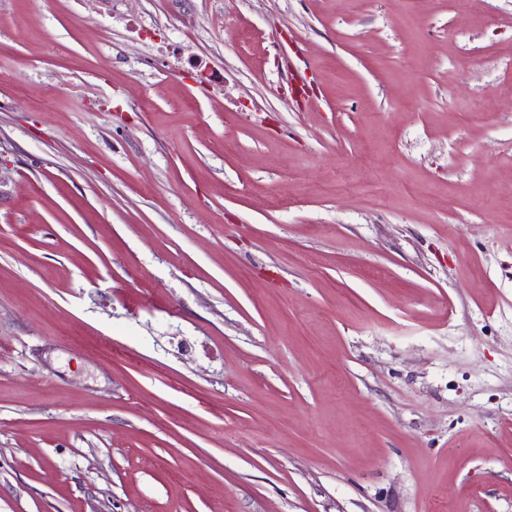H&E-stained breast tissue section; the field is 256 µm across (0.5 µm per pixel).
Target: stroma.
I'll use <instances>...</instances> for the list:
<instances>
[{"mask_svg":"<svg viewBox=\"0 0 512 512\" xmlns=\"http://www.w3.org/2000/svg\"><path fill=\"white\" fill-rule=\"evenodd\" d=\"M512 0H0V512H512Z\"/></svg>","mask_w":512,"mask_h":512,"instance_id":"35a3bbf8","label":"stroma"}]
</instances>
